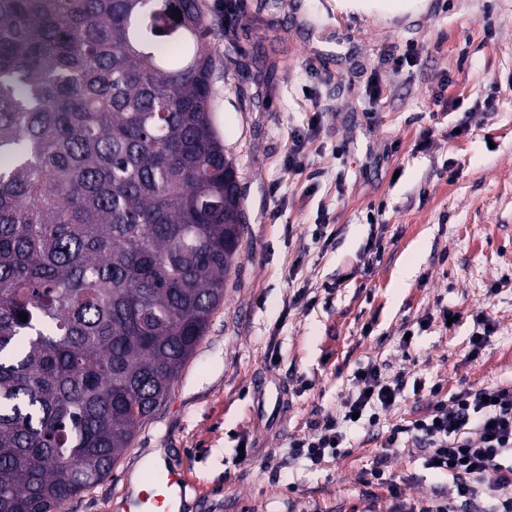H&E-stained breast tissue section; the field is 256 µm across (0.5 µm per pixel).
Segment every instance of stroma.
Wrapping results in <instances>:
<instances>
[{"label": "stroma", "instance_id": "obj_1", "mask_svg": "<svg viewBox=\"0 0 512 512\" xmlns=\"http://www.w3.org/2000/svg\"><path fill=\"white\" fill-rule=\"evenodd\" d=\"M199 3L213 28V121L242 193L240 254L166 402L61 512H121L130 473L158 452L187 476L182 512H409L447 497L424 449L387 439L461 389L512 385V0H427L384 20L336 0H246L232 19ZM410 48L415 60L395 70ZM316 109L309 166L291 172L292 135ZM485 316L494 331L474 358ZM369 364L402 384L393 410L347 426L320 464L293 458L290 441L342 414ZM260 377L288 388L278 417L254 412ZM381 453L398 496L360 482Z\"/></svg>", "mask_w": 512, "mask_h": 512}]
</instances>
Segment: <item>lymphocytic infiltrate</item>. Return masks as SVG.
Returning a JSON list of instances; mask_svg holds the SVG:
<instances>
[{"mask_svg": "<svg viewBox=\"0 0 512 512\" xmlns=\"http://www.w3.org/2000/svg\"><path fill=\"white\" fill-rule=\"evenodd\" d=\"M357 390L344 403L342 417L330 416L312 434L293 439L292 457L317 464L343 441V422L353 414L377 422L397 404L402 387L386 381L380 368L369 365L356 378ZM413 446L428 450V468H440L453 485L448 501H426L414 512H458L460 504L480 498L494 502L493 512H512V385L464 389L450 403L397 426Z\"/></svg>", "mask_w": 512, "mask_h": 512, "instance_id": "f902f5d3", "label": "lymphocytic infiltrate"}]
</instances>
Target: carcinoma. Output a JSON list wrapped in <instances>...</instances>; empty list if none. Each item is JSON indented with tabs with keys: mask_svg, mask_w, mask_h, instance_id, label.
<instances>
[{
	"mask_svg": "<svg viewBox=\"0 0 512 512\" xmlns=\"http://www.w3.org/2000/svg\"><path fill=\"white\" fill-rule=\"evenodd\" d=\"M211 36L199 0H0V512L109 476L224 303Z\"/></svg>",
	"mask_w": 512,
	"mask_h": 512,
	"instance_id": "obj_1",
	"label": "carcinoma"
}]
</instances>
